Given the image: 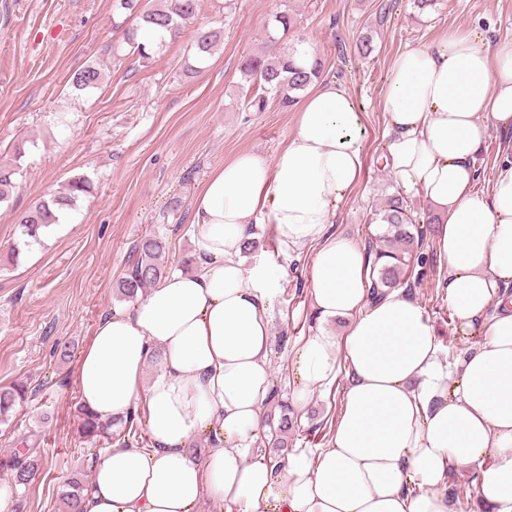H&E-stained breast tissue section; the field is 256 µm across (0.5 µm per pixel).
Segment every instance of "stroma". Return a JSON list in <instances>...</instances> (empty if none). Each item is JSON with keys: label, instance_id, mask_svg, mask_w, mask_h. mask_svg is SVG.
<instances>
[{"label": "stroma", "instance_id": "stroma-1", "mask_svg": "<svg viewBox=\"0 0 512 512\" xmlns=\"http://www.w3.org/2000/svg\"><path fill=\"white\" fill-rule=\"evenodd\" d=\"M283 11L297 24L273 46V18ZM113 18L112 0H0V160H11L12 143H26L18 186L0 203V387L23 382L33 391L0 423V450L24 440L45 460L30 486L11 491L9 512H62L65 484L90 475L97 451L76 432L78 356L100 317L125 308L117 287L136 241L149 232L166 236L169 260L178 264L193 251V201L205 177L242 152L272 158L293 134L295 109L271 101L264 111H241L244 59L308 45L325 66L324 81L354 99L363 114L364 169L332 229L364 247L380 231L369 221L374 208L399 189L379 161L386 128L380 100L394 57L433 45L447 31L512 40V0H437L424 13L414 0H199L194 24L145 65ZM200 27L223 32L201 63L190 50ZM365 36L374 46L367 58L357 50ZM90 64L102 71L100 87L73 90L71 76ZM76 174L92 181V196L47 242L24 246L18 214ZM263 247L273 261L292 263L275 305L270 355L272 382L287 401L289 350L311 327L313 252L302 247L287 257L269 239ZM445 273L436 263L406 285L443 352L458 353L465 344L437 287ZM61 344L68 358L59 357ZM341 391L337 384L312 393L295 411L292 452L323 448L315 428L335 417Z\"/></svg>", "mask_w": 512, "mask_h": 512}]
</instances>
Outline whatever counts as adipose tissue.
Here are the masks:
<instances>
[{
  "mask_svg": "<svg viewBox=\"0 0 512 512\" xmlns=\"http://www.w3.org/2000/svg\"><path fill=\"white\" fill-rule=\"evenodd\" d=\"M381 109L385 165L441 216L439 286L467 349L441 364L420 303L403 288L370 301L368 254L330 234L363 171L362 115L342 85L312 88L272 159L244 152L206 176L191 269L105 313L81 352L82 404L112 423L144 402L149 444L113 443L93 457L80 512H199L206 497L238 512H451L457 468L475 471L479 512H512V156L489 194L474 189L489 129L512 131V41L452 33L400 52ZM263 237L314 250L315 327L290 360L294 406L339 370L350 380L329 445L278 471L255 448L286 274L265 254L245 256ZM199 435L212 439L202 457L191 449Z\"/></svg>",
  "mask_w": 512,
  "mask_h": 512,
  "instance_id": "adipose-tissue-1",
  "label": "adipose tissue"
}]
</instances>
